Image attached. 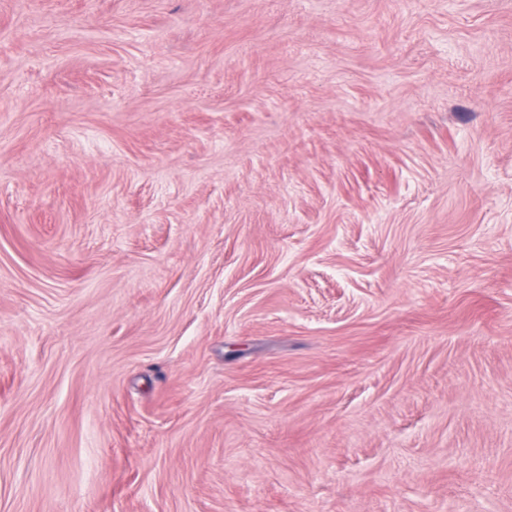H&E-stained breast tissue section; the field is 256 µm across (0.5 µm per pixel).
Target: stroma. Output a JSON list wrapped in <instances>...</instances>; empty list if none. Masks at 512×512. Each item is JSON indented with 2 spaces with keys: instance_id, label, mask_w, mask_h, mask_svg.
I'll return each instance as SVG.
<instances>
[{
  "instance_id": "1",
  "label": "stroma",
  "mask_w": 512,
  "mask_h": 512,
  "mask_svg": "<svg viewBox=\"0 0 512 512\" xmlns=\"http://www.w3.org/2000/svg\"><path fill=\"white\" fill-rule=\"evenodd\" d=\"M0 512H512V0H0Z\"/></svg>"
}]
</instances>
